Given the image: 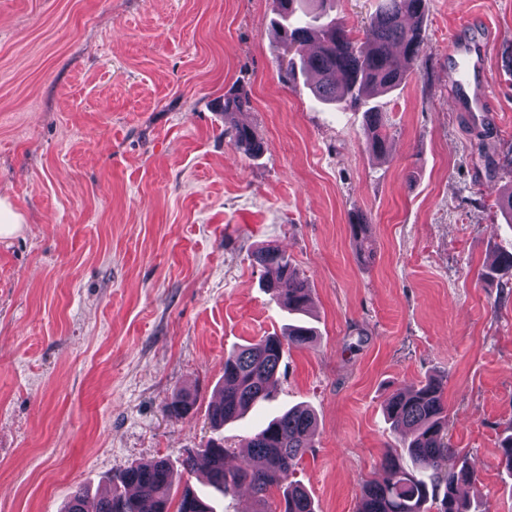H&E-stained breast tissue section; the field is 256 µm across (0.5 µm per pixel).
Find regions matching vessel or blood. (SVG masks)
<instances>
[{"instance_id": "obj_1", "label": "vessel or blood", "mask_w": 512, "mask_h": 512, "mask_svg": "<svg viewBox=\"0 0 512 512\" xmlns=\"http://www.w3.org/2000/svg\"><path fill=\"white\" fill-rule=\"evenodd\" d=\"M452 74L455 89L453 100L458 109L466 112H490L494 103L488 83L475 79L478 70L484 69L486 57L485 41H471L451 36Z\"/></svg>"}]
</instances>
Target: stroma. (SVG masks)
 <instances>
[{
    "mask_svg": "<svg viewBox=\"0 0 512 512\" xmlns=\"http://www.w3.org/2000/svg\"><path fill=\"white\" fill-rule=\"evenodd\" d=\"M273 0H0V512H62L134 461L245 437L301 404L317 430L293 475L316 512H356L401 444L389 392L446 382L449 433L477 512H512L498 445L512 430V277L483 279L512 225V0H427L418 69L364 110L288 75ZM490 28L495 109L457 111L449 36ZM251 104L227 115L225 93ZM246 122L260 156L225 132ZM371 225L364 257L348 224ZM269 244L311 288L307 347L270 398L214 430L207 407L233 348L287 311L251 254ZM196 395L191 415L163 408ZM365 114L367 117L370 147L375 154L384 155L387 152L388 136L383 131L385 125L380 118L381 112L368 108L365 110ZM23 218L9 203L0 200V236L7 237L21 228Z\"/></svg>",
    "mask_w": 512,
    "mask_h": 512,
    "instance_id": "35a3bbf8",
    "label": "stroma"
}]
</instances>
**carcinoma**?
<instances>
[{
    "mask_svg": "<svg viewBox=\"0 0 512 512\" xmlns=\"http://www.w3.org/2000/svg\"><path fill=\"white\" fill-rule=\"evenodd\" d=\"M279 17L280 41L290 59L289 74L299 69L314 77L310 89L321 102L346 101L365 105L377 93L392 90L405 80L420 60L422 26L427 0H380L378 10L358 39L350 29L329 18L333 0H273ZM247 92L237 89L224 95L222 110L228 114L248 107ZM369 141L377 155L387 152L381 113L365 110ZM232 145L256 156L262 142L254 127L237 124L226 131ZM261 268L265 287L297 316L281 336H264L224 356V386L211 404L208 416L216 427L242 416L249 408L269 398L285 349L311 342L314 327L303 320L308 314L310 288L278 249L263 247L253 254ZM512 270V252L503 250L484 273L492 279ZM194 405L187 395H178L164 412L185 418ZM393 430L405 434L401 451H388L380 464L386 472L381 482L363 487L357 512H429L428 503H438V512H469L470 504L457 494L460 484L475 480L467 466H458V452L448 438V407L443 381L428 378L406 393L394 390L384 408ZM313 412L293 407L244 440L247 455L257 466L229 470L224 465L226 449L210 441L199 455H188L182 466L193 471L198 458L207 462L208 484L227 495L248 486L258 503L267 505L273 489L283 490L280 512H315L313 500L300 483L291 480L315 432ZM173 468L165 459L133 463L112 476V491L90 499L83 488L74 491L64 512H170ZM201 497L183 489L175 512H214L199 505Z\"/></svg>",
    "mask_w": 512,
    "mask_h": 512,
    "instance_id": "carcinoma-1",
    "label": "carcinoma"
}]
</instances>
